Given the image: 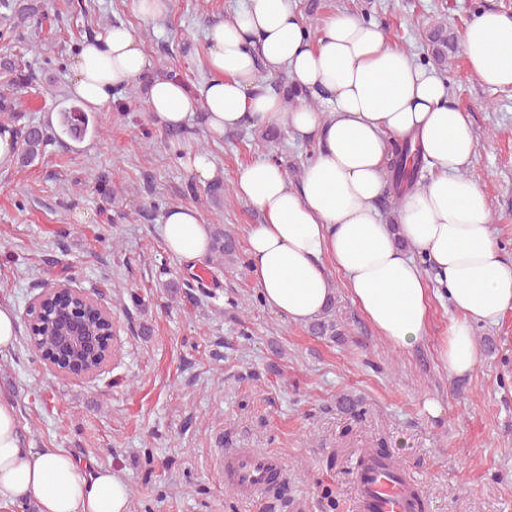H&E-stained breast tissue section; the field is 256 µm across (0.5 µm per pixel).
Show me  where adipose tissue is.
<instances>
[{"instance_id":"1","label":"adipose tissue","mask_w":512,"mask_h":512,"mask_svg":"<svg viewBox=\"0 0 512 512\" xmlns=\"http://www.w3.org/2000/svg\"><path fill=\"white\" fill-rule=\"evenodd\" d=\"M468 66L491 88L512 86V17L485 11L460 35ZM209 76L190 92L163 78L147 104L167 128H187L203 112L210 135L250 123L282 127L317 149L298 185L270 157L241 165L237 197L262 221L247 232L248 274L265 305L294 323L324 308L333 276L387 343L411 351L425 338L432 298L452 311L438 356L449 374L471 373L480 361L475 328L512 309V259L493 238L484 191L467 177L478 149L468 112L449 100L448 81L396 46L374 21L330 18L312 31L290 0H247L206 36ZM147 59L123 26L83 43L72 63L70 95L109 109L113 93L135 82ZM287 74L296 89L319 91L322 108L285 106L265 89ZM413 141L429 175L398 194L397 222L377 204L389 186L396 149ZM167 252L187 264L210 253L211 232L192 206L167 209L160 228ZM0 503L34 512H130L124 482L57 448L23 441L11 403L0 401Z\"/></svg>"}]
</instances>
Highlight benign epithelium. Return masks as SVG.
I'll return each mask as SVG.
<instances>
[{
	"label": "benign epithelium",
	"instance_id": "obj_1",
	"mask_svg": "<svg viewBox=\"0 0 512 512\" xmlns=\"http://www.w3.org/2000/svg\"><path fill=\"white\" fill-rule=\"evenodd\" d=\"M29 330L40 358L65 376L93 379L111 357L112 312L78 288L47 289L29 304Z\"/></svg>",
	"mask_w": 512,
	"mask_h": 512
}]
</instances>
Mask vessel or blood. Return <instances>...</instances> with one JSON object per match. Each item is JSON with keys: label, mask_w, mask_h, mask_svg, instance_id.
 <instances>
[{"label": "vessel or blood", "mask_w": 512, "mask_h": 512, "mask_svg": "<svg viewBox=\"0 0 512 512\" xmlns=\"http://www.w3.org/2000/svg\"><path fill=\"white\" fill-rule=\"evenodd\" d=\"M222 474L226 486L247 499L259 498L281 477L279 457L237 448L225 453ZM359 512H416L413 484L393 462L365 460L356 479Z\"/></svg>", "instance_id": "vessel-or-blood-1"}]
</instances>
